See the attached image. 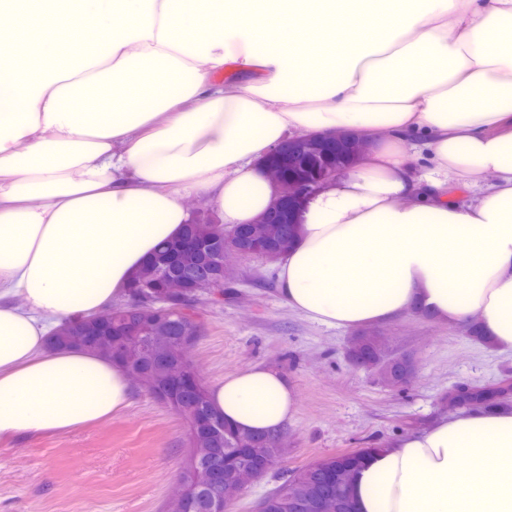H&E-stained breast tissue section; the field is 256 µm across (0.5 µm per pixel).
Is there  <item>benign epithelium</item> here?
Returning a JSON list of instances; mask_svg holds the SVG:
<instances>
[{
    "label": "benign epithelium",
    "instance_id": "obj_1",
    "mask_svg": "<svg viewBox=\"0 0 512 512\" xmlns=\"http://www.w3.org/2000/svg\"><path fill=\"white\" fill-rule=\"evenodd\" d=\"M348 153H358L365 142V134L354 132L346 137L336 134L333 136ZM301 149V156L309 162L320 167V179L315 185L303 175L301 168L293 166L286 161L288 147H278L271 158L266 161V168L278 187V193L270 212L262 219L252 224H239L224 230V226L212 224L201 214V208L192 207L191 228L185 240L183 251L189 255L205 251L210 237L202 230L206 224L224 238L223 257L231 255L242 256V241L251 244L250 253L253 257L268 260L274 259L273 254L265 246V233L263 225L277 224L282 233H288V202L299 205L305 204L314 197L328 182L347 169V166H338L330 163L319 155L320 142L316 140L296 141ZM179 262V256L170 255L163 259L157 255H150L144 264L154 268L158 276L149 285V288L134 294L136 304L144 307L152 302V289L159 291V297L164 300L189 303L201 301L212 294L215 282L206 277H181L166 272V269ZM197 339L190 337L178 347L172 346L159 336L150 337L145 344L138 336L128 332L119 331L112 335V347L109 355L113 357H132L138 353L147 354L153 361L157 373L166 378L173 387V401L181 410L197 402L202 394L203 378L199 370L188 359V354L196 346ZM229 452L236 458L245 462V467L230 470L220 462L209 459L211 449L202 448L198 443L196 434L190 435V465L183 469L176 477L175 487L170 502L169 512H194L199 506V499L207 495L206 507L210 512H226L234 498L241 495L255 481L264 476L271 468L269 459L261 448H231ZM355 452H344L335 455V463L328 470L324 479L310 485L308 489L309 500L318 508L327 512L336 500V491L348 473H350V459ZM233 485V497L224 496V485Z\"/></svg>",
    "mask_w": 512,
    "mask_h": 512
}]
</instances>
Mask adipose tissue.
Segmentation results:
<instances>
[{
  "instance_id": "1",
  "label": "adipose tissue",
  "mask_w": 512,
  "mask_h": 512,
  "mask_svg": "<svg viewBox=\"0 0 512 512\" xmlns=\"http://www.w3.org/2000/svg\"><path fill=\"white\" fill-rule=\"evenodd\" d=\"M0 434L66 432L122 410L125 369L54 349L49 323L107 309L191 220L249 224L264 162L300 136L365 131L295 214L290 308L355 330L417 311L477 320L512 352V0H0ZM94 36L85 55L69 46ZM237 79L217 80L227 63ZM254 433L297 412L255 365L206 388ZM358 512H512V409L443 419L370 453Z\"/></svg>"
}]
</instances>
